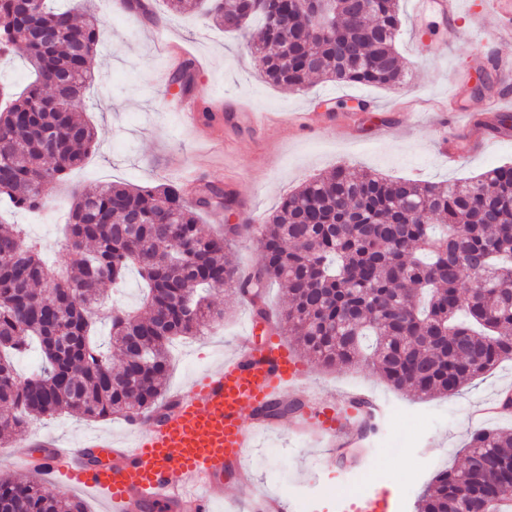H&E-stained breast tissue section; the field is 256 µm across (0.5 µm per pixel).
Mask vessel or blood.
<instances>
[{
	"mask_svg": "<svg viewBox=\"0 0 512 512\" xmlns=\"http://www.w3.org/2000/svg\"><path fill=\"white\" fill-rule=\"evenodd\" d=\"M498 24L477 26L480 41L499 44L512 39V0H489ZM435 13L449 37H457L461 18L477 10L461 0H411L413 17ZM305 365L274 332L261 343L241 337L236 353L200 373L188 392L169 401L161 416L133 423L123 441L99 433L85 436L79 447L44 442L49 453L32 468L31 453L13 457L14 466L63 488H76L103 501L106 512H212L223 502L224 473L235 468L239 484L250 482L247 463L260 431L278 419L257 416L258 408L283 403L300 394ZM377 401L365 393L348 395L346 403L322 400L312 430L323 447L359 448L366 433L363 413ZM392 493L372 487L337 499L336 512H400Z\"/></svg>",
	"mask_w": 512,
	"mask_h": 512,
	"instance_id": "b4317fda",
	"label": "vessel or blood"
}]
</instances>
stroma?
Listing matches in <instances>:
<instances>
[{
    "mask_svg": "<svg viewBox=\"0 0 512 512\" xmlns=\"http://www.w3.org/2000/svg\"><path fill=\"white\" fill-rule=\"evenodd\" d=\"M88 3L111 26L94 60V82L76 106L77 115L96 128L98 144L68 179L47 186L39 216L23 211L10 216L11 222L24 225L29 237L45 246L49 258L62 254L63 227L74 190L90 185L122 182L152 187L179 181L183 169H197L201 182L219 178L230 184L240 204L230 219L221 210L201 216L203 231L217 234L229 222L265 223L283 195L339 165L376 171L391 179L452 182L512 164V129L502 137H489L479 152L452 164L440 150L433 123L468 58L498 52L512 56V42L493 47L463 36L450 44L438 19L430 15L421 24L438 55L415 56V24L408 0H398L402 29L396 44L406 81L392 90L363 87V94L374 100L377 109L358 124L350 117L356 109L349 99L351 86L315 80L307 89L294 91L269 84L245 49L247 33L224 32L203 23L195 13H170L164 0H158L157 24L170 40L184 44L205 63L193 80L194 92L202 97L200 110L211 109L213 99L219 98L272 116L258 129L235 126L216 116L222 126L217 142L182 124L179 99L165 83V57L150 34L153 25L121 11L119 0ZM313 110L327 115L321 129L301 134L288 127V114ZM383 121L392 122L394 130L387 138H375L374 129ZM214 301L224 310L223 321L173 343L166 395L189 389L198 374L234 352L254 316L249 301L237 292L219 291ZM305 367L311 390L321 396L352 390L373 393L380 406L374 431L351 461L316 448L312 439L294 432L291 417H284L280 427L262 435L251 452L250 488L227 486L228 498L241 501L249 493L263 492L284 499L288 512H314L335 504L337 485L360 477L365 486L388 487L403 503V512H415L420 492L434 475L462 464L465 447L478 427L512 431V415L472 419L478 403L512 391L511 361L458 394L427 399L392 389L363 363L325 368L309 358ZM89 432L121 438L127 428L124 419L116 417L41 418L30 423L10 447H0V473H12L10 459L24 451L27 442L51 434L74 447Z\"/></svg>",
    "mask_w": 512,
    "mask_h": 512,
    "instance_id": "obj_1",
    "label": "stroma"
}]
</instances>
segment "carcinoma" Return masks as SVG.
Listing matches in <instances>:
<instances>
[{
    "mask_svg": "<svg viewBox=\"0 0 512 512\" xmlns=\"http://www.w3.org/2000/svg\"><path fill=\"white\" fill-rule=\"evenodd\" d=\"M0 0V55L24 46L32 81L0 86V207L38 211L46 184L80 167L96 130L74 106L94 78L105 21L86 5ZM226 32L261 23L250 48L273 85L304 89L320 76L395 88L404 79L396 51L395 0H333L328 29L306 0H196ZM185 63L168 86L188 90ZM238 206L208 183L194 198L179 183L138 188L101 184L73 193L65 259L44 260L21 224L0 219V444L30 422L69 413L86 420L133 418L156 410L169 347L224 319L211 301L220 288L249 299L267 320L265 288L285 289L276 332L297 338L323 367L366 362L389 386L420 397L455 394L512 360V165L448 182L387 179L340 165L284 197L270 223L235 224L205 236L201 213ZM251 231L262 261L242 278L230 247ZM136 269L148 293L138 307L107 316L109 341L90 331L103 285L123 288ZM26 376L16 357L31 347ZM275 404L262 416L296 413ZM0 512H85L34 479L0 476ZM417 512H512V433L474 431L461 466L438 472Z\"/></svg>",
    "mask_w": 512,
    "mask_h": 512,
    "instance_id": "carcinoma-1",
    "label": "carcinoma"
}]
</instances>
